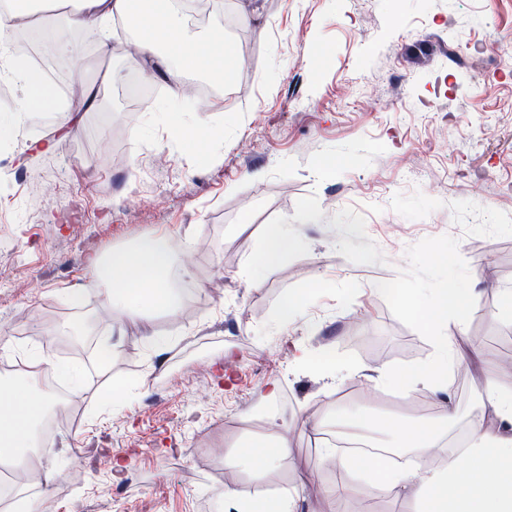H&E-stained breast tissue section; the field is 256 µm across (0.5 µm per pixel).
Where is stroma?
<instances>
[{
	"label": "stroma",
	"instance_id": "1",
	"mask_svg": "<svg viewBox=\"0 0 512 512\" xmlns=\"http://www.w3.org/2000/svg\"><path fill=\"white\" fill-rule=\"evenodd\" d=\"M228 5L240 67L207 108L186 95L163 115L167 81L116 29L109 54L85 48L98 105L79 126L69 93L57 112L0 111V134L15 136L0 156V366L37 351L90 385L43 462L51 484L24 482V495L53 512H223L236 485L298 489L300 512H407L389 491L328 504L326 489L355 477L322 459L308 425L339 436L356 412L362 434L394 448L397 415L429 422L432 389L405 381L438 351L435 289H472L448 333L481 360L448 365L449 430L480 415L478 368L512 383V0ZM184 114L211 133L193 149ZM39 161L57 197L37 206L26 184ZM271 224L298 247L256 282ZM153 235L197 247L176 273L190 291L173 314L130 319L93 291L95 267ZM294 296L302 309L281 323ZM301 348L342 382L298 364ZM271 381L280 416L251 427ZM280 434L288 456L262 484L208 461L211 444Z\"/></svg>",
	"mask_w": 512,
	"mask_h": 512
}]
</instances>
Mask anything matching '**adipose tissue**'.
<instances>
[{"instance_id":"adipose-tissue-1","label":"adipose tissue","mask_w":512,"mask_h":512,"mask_svg":"<svg viewBox=\"0 0 512 512\" xmlns=\"http://www.w3.org/2000/svg\"><path fill=\"white\" fill-rule=\"evenodd\" d=\"M40 0H0V77L20 78L27 88L22 109L44 112L52 109L54 98L41 76L34 71L18 72L3 52L15 32L24 26L51 31L56 47L73 51L69 35L75 30H95L109 34L115 22H125L136 34L135 44L149 65L151 75L168 80L167 103L176 106L183 81L190 73H209L229 78L238 60L225 43L222 30L207 34L191 32L185 18L175 10L173 0H143L133 9V0H77L64 13V24L43 14ZM298 240L287 225L275 224L267 230L253 269L266 270L295 250ZM178 263L174 242L146 236L131 246L107 254L99 263L94 290L113 309L128 317L171 314L178 310L182 296L174 283ZM454 337L439 340L432 366L418 376L441 399L438 418L427 425L402 424L396 429L399 446L414 452L409 468H383L375 457L345 458L343 466L365 473V485L333 488L336 497H352L372 489L397 491L416 512H512V387L487 385V404L481 418L471 425L467 448L452 454L440 468L426 467L427 457L440 452V442L448 428L449 395L441 386L449 362L464 360ZM41 361L30 357L27 370L0 383V467L18 469L28 460L35 445L36 431L53 404L49 392L37 378Z\"/></svg>"}]
</instances>
